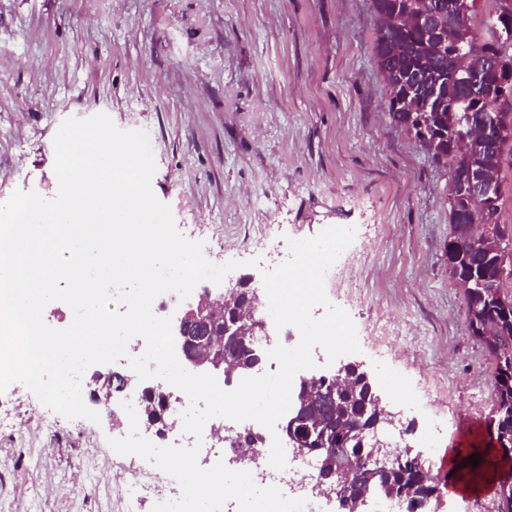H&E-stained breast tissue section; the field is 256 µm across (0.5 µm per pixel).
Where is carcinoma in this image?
<instances>
[{
	"label": "carcinoma",
	"mask_w": 512,
	"mask_h": 512,
	"mask_svg": "<svg viewBox=\"0 0 512 512\" xmlns=\"http://www.w3.org/2000/svg\"><path fill=\"white\" fill-rule=\"evenodd\" d=\"M419 0H372L374 14L397 13L396 24L386 30L377 29L375 58L377 65L390 68V80L386 83L389 97V115L398 126L412 132L422 140V130L432 131L438 137L431 158L439 163L449 159L452 162L450 180L460 179L465 172L476 167H497L493 156L481 147L466 150L460 142L469 137V124L477 121L485 107L492 102L491 90L499 76L487 74V91L480 100H461L456 89L467 81L471 70L480 66V61L471 57L461 58L455 68L448 67L447 57L439 54L437 43L424 37L416 28L408 26L403 16L409 7ZM512 30V18L503 19L494 15L487 19L484 30L478 34L468 30L469 40L483 48L499 50L496 30ZM432 57L439 73L448 78V96L434 100L424 115L410 113L401 102L406 95L401 76L415 67L424 57ZM455 205L460 209L471 207L479 212L480 219L492 232L512 230L511 224L499 221L500 205L483 206L466 198H459ZM448 271L465 288L466 323L471 333L487 346L495 361L493 383V408L489 421L491 439L502 444L504 454L512 452V294L503 292L505 280L499 278L497 255L484 251L479 243L460 232L458 225H451L448 239ZM224 355L238 366V373L251 372L252 344L249 340L224 341ZM317 413H327L335 418L336 436L359 435L375 415L371 400L368 399V383L363 375L353 377V385L338 396L336 404H319ZM313 422L309 416L294 420L292 434L288 438L299 448L310 449ZM369 492L385 497L395 496L410 503L436 499L437 486L432 478L422 479L413 472H398L378 478L369 486Z\"/></svg>",
	"instance_id": "carcinoma-1"
}]
</instances>
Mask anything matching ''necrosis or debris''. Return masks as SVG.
I'll use <instances>...</instances> for the list:
<instances>
[{"label": "necrosis or debris", "mask_w": 512, "mask_h": 512, "mask_svg": "<svg viewBox=\"0 0 512 512\" xmlns=\"http://www.w3.org/2000/svg\"><path fill=\"white\" fill-rule=\"evenodd\" d=\"M161 389L171 398L168 431L153 436L155 445L174 444L177 446H199L198 463L208 468L217 461H229L232 458H244L248 461L247 470L259 487L274 486L290 498L305 499L304 512H324L331 503L330 498L317 494V465L314 456L304 449L285 444L287 460L285 469L278 470L269 463L272 434L268 429L260 428L258 422L247 420L236 422L227 418L215 417L208 420L201 437H194L183 431L181 413L189 405L188 396L180 389L162 383ZM259 430L263 441L261 446L250 448L241 437L249 430ZM138 467L144 472V479L135 481L130 486L131 493L149 497L156 501L178 499L181 495L174 479L147 461H139Z\"/></svg>", "instance_id": "obj_1"}]
</instances>
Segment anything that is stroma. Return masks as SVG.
<instances>
[{
	"instance_id": "obj_1",
	"label": "stroma",
	"mask_w": 512,
	"mask_h": 512,
	"mask_svg": "<svg viewBox=\"0 0 512 512\" xmlns=\"http://www.w3.org/2000/svg\"><path fill=\"white\" fill-rule=\"evenodd\" d=\"M371 0H0V204L54 197L61 122L103 112L147 131L151 180L178 231L227 276L257 278L268 229L353 225L338 295L368 342L341 356L403 371L422 398L416 440L443 416L444 448L489 443L494 360L466 326L448 272L447 165L390 119ZM107 422L69 420L20 383L0 392V512H152L129 499ZM440 512H497L494 485L440 486Z\"/></svg>"
}]
</instances>
